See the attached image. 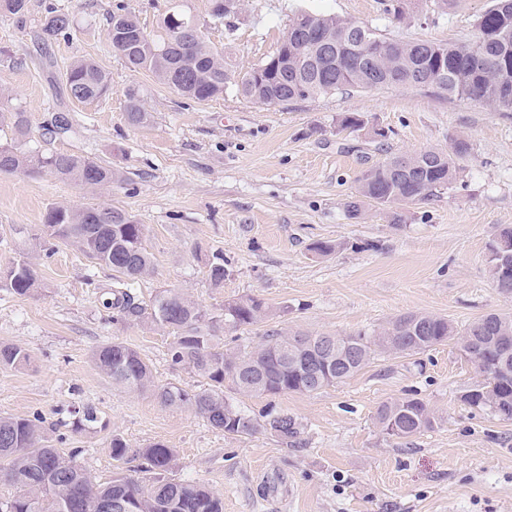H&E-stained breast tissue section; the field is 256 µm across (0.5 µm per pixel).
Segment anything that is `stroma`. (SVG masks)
<instances>
[{
	"label": "stroma",
	"instance_id": "obj_1",
	"mask_svg": "<svg viewBox=\"0 0 512 512\" xmlns=\"http://www.w3.org/2000/svg\"><path fill=\"white\" fill-rule=\"evenodd\" d=\"M123 4L148 32L161 34L170 12L192 17L228 67L246 70L276 53L299 10L367 23L388 38L441 43L470 37L493 0H408L394 21L379 0H243L230 26L210 23L211 0H29L24 19L0 13V109L23 110L24 137L0 127V144L61 152L112 166L118 182L90 189L48 172L0 171V268L25 259L38 281L25 296L0 283V344L28 350L30 363L0 368V415L41 417L51 440L93 480H111L113 435L132 456L161 442L175 448L172 478L206 485L224 512H512V421L469 407L461 394L481 377L448 340L421 353H376L354 377L314 394L239 397L242 408L287 411L302 422L300 445L264 433L235 436L200 414L164 406L152 393L113 387L92 362L101 344L119 340L150 363L158 383L198 389L203 381L172 367L173 332L148 320L122 321L109 308L113 274L77 248L39 239L50 208L105 203L144 226L152 272L131 282L140 302L173 288L204 306L224 347H254L273 331L345 336L385 326L406 313H429L463 326L489 312L512 314L497 290L488 247L512 225V112L433 88L393 86L320 95L269 106L235 91L194 102L130 70L108 40L109 15ZM68 14L71 34L43 41L48 8ZM91 58L112 76L92 103L62 92L67 65ZM139 88L149 114L134 127L125 92ZM67 114L68 132L45 127ZM360 112L386 129L384 143L340 129ZM471 147L459 179L430 200L408 204L399 225L381 210L350 218L346 203L360 172L392 155ZM317 241L335 243L328 255ZM223 253L230 268L214 287L206 261ZM262 299L265 320L236 331L224 304ZM416 398L437 424L408 439L385 435L375 420L384 403ZM91 405L106 428L75 434L73 407Z\"/></svg>",
	"mask_w": 512,
	"mask_h": 512
}]
</instances>
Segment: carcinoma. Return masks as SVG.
<instances>
[{
  "label": "carcinoma",
  "instance_id": "1",
  "mask_svg": "<svg viewBox=\"0 0 512 512\" xmlns=\"http://www.w3.org/2000/svg\"><path fill=\"white\" fill-rule=\"evenodd\" d=\"M312 27L332 49L323 54L313 46L292 51L282 40L277 52L245 72L224 64L223 55L203 38L195 21L172 12L163 20V34L152 35L122 5L109 17L110 46L133 69L151 72L162 84L191 100L207 101L233 88L246 99L286 106L317 95L345 93L388 86L435 87L450 96L482 103L498 112H512V0H494L482 13L471 37L457 43L426 40L400 41L383 37L366 23L331 15L295 13L287 33L301 25ZM70 29L69 17L54 9L45 17L44 40H54ZM112 76L90 59L66 67L64 91L78 102H92L109 91ZM125 114L131 126L148 120L140 90H126ZM0 124L25 135V112H1ZM469 143L458 139L448 150L429 149L388 157L367 167L357 179L347 212L359 217L365 204L380 208L392 224L401 220L406 204L427 201L449 188L460 174ZM12 170L38 172L97 188L119 179L109 166L67 153L31 155L18 146H0V156ZM43 237L80 249L92 262L116 273L112 283L121 319L134 321L149 313L151 321L175 333L168 349L171 366L193 371L205 380L200 389H187L155 381L149 362L134 348L114 340L92 353L96 368L115 387L149 391L169 407L189 408L203 415L216 429L230 435L263 431L289 445L301 444L303 425L285 412L267 409L255 415L241 408L233 395L315 393L344 382L362 370L378 351L421 353L449 339L468 360L482 364L490 376L466 390L461 401L487 410L503 421L512 420V315L487 313L461 328L448 319L425 313L394 318L371 333L332 337L328 362L330 377L311 376L308 363L318 354L321 334L300 336L273 332L265 343L244 351H231L215 343L209 313L176 289L163 288L141 305L125 290L127 281L150 273L152 260L143 244V225L125 211L90 205L80 209L51 208L42 224ZM489 272L498 291L512 295V226L500 228L489 244ZM215 287L229 271L224 254L207 262ZM38 276L25 260L0 269V282L25 296ZM268 314L264 302L253 296L224 305V323L234 329L252 326ZM30 353L0 344V367L20 368ZM75 433L97 429V408L85 405L70 412ZM376 422L387 435L409 439L434 427L437 417L418 399H402L379 407ZM112 460L124 464L129 448L115 434L110 442ZM145 466L140 474L115 472L112 480L98 483L45 438L40 417L0 416V481L16 493L0 498V512H103L109 502L124 501L133 512H224L223 499L201 484L165 476L173 468L176 450L162 443L140 449Z\"/></svg>",
  "mask_w": 512,
  "mask_h": 512
}]
</instances>
